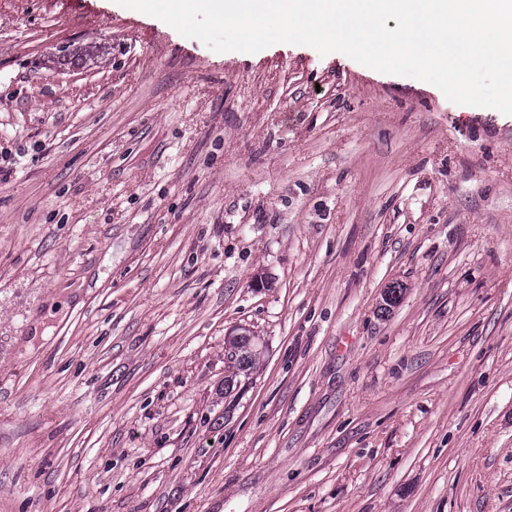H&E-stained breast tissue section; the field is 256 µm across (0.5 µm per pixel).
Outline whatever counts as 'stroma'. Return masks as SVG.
Masks as SVG:
<instances>
[{
  "mask_svg": "<svg viewBox=\"0 0 512 512\" xmlns=\"http://www.w3.org/2000/svg\"><path fill=\"white\" fill-rule=\"evenodd\" d=\"M0 512H512V116L0 0ZM225 344H227L228 351L233 356V365L228 369L230 374L224 377V386L226 390H230V388L232 390L235 379L252 374L257 355V345L253 337L247 335L228 336Z\"/></svg>",
  "mask_w": 512,
  "mask_h": 512,
  "instance_id": "stroma-1",
  "label": "stroma"
}]
</instances>
